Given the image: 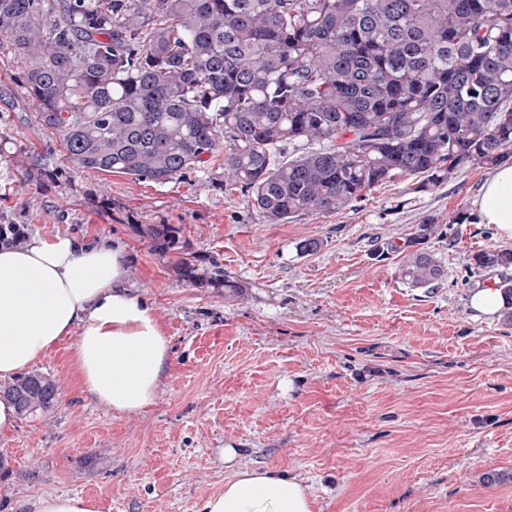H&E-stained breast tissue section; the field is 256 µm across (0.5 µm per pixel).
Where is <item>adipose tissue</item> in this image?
<instances>
[{
  "mask_svg": "<svg viewBox=\"0 0 512 512\" xmlns=\"http://www.w3.org/2000/svg\"><path fill=\"white\" fill-rule=\"evenodd\" d=\"M475 220L512 240V165L497 167L474 201ZM121 246L66 236L0 244V381L72 339L84 393L118 413L156 400L170 367L169 338L154 309L129 294ZM196 512H312L306 486L280 472L242 468Z\"/></svg>",
  "mask_w": 512,
  "mask_h": 512,
  "instance_id": "ef3b65f1",
  "label": "adipose tissue"
}]
</instances>
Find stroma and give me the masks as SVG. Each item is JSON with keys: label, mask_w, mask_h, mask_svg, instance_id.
Listing matches in <instances>:
<instances>
[{"label": "stroma", "mask_w": 512, "mask_h": 512, "mask_svg": "<svg viewBox=\"0 0 512 512\" xmlns=\"http://www.w3.org/2000/svg\"><path fill=\"white\" fill-rule=\"evenodd\" d=\"M22 69L0 53V225L121 244L170 368L153 405L118 414L80 389L69 342L57 345L36 365L57 380V406L0 436V512L63 493L100 512H195L239 467L298 477L313 512H512V482L483 481L512 472V323L467 305L512 268L474 269L503 242L495 225L456 221L488 169L430 190L397 179L344 210L272 224L225 189L220 154L165 183L73 170ZM428 214L446 276L415 288L403 254L375 249ZM161 224L165 242L152 235ZM305 238L321 250L300 254ZM216 263L227 285L210 282Z\"/></svg>", "instance_id": "1"}]
</instances>
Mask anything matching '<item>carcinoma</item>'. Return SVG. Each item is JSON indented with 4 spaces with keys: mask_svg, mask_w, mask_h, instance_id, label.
I'll return each instance as SVG.
<instances>
[{
    "mask_svg": "<svg viewBox=\"0 0 512 512\" xmlns=\"http://www.w3.org/2000/svg\"><path fill=\"white\" fill-rule=\"evenodd\" d=\"M5 49L71 168L165 183L222 150L272 224L512 161V0H0ZM440 227L382 247L416 288L445 276ZM0 392L22 416L59 402L42 372Z\"/></svg>",
    "mask_w": 512,
    "mask_h": 512,
    "instance_id": "1",
    "label": "carcinoma"
}]
</instances>
